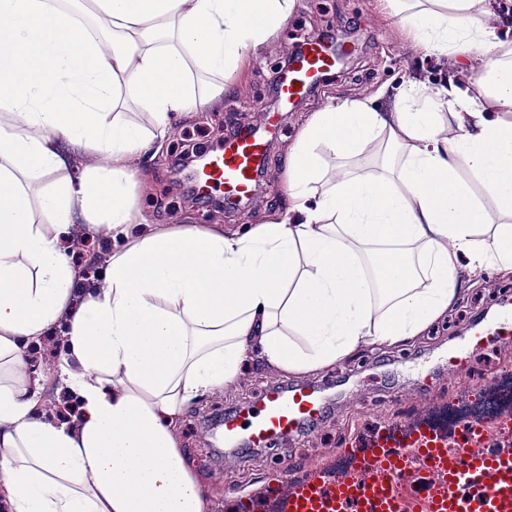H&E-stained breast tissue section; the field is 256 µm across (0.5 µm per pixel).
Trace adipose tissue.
Instances as JSON below:
<instances>
[{
	"instance_id": "adipose-tissue-1",
	"label": "adipose tissue",
	"mask_w": 512,
	"mask_h": 512,
	"mask_svg": "<svg viewBox=\"0 0 512 512\" xmlns=\"http://www.w3.org/2000/svg\"><path fill=\"white\" fill-rule=\"evenodd\" d=\"M296 0H0V499L9 512H212L186 410L252 365L286 375L403 347L491 268L512 271V41L485 0H384L418 47L476 50L466 86L385 112L315 113L288 155L290 216L243 233L143 224L135 161ZM135 105L141 126L121 115ZM83 150L79 179L57 140ZM385 140L381 163L352 166ZM339 160L324 183V154ZM56 174L46 187L38 178ZM46 216L36 223L35 213ZM112 241L99 288L74 215ZM59 330L75 423L44 415L29 349Z\"/></svg>"
}]
</instances>
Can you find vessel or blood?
I'll use <instances>...</instances> for the list:
<instances>
[{"mask_svg":"<svg viewBox=\"0 0 512 512\" xmlns=\"http://www.w3.org/2000/svg\"><path fill=\"white\" fill-rule=\"evenodd\" d=\"M335 62L333 49L321 39H311L281 82L280 99L292 103ZM266 155L262 137L244 134L225 140L198 178L200 192L248 196ZM505 338H512V322L491 323L475 335L468 353L476 355ZM323 412L311 388L276 383L265 389L257 405L225 415L224 441L240 452L267 447L302 432ZM458 428L468 448L452 452L438 428L422 424L402 430L390 425L376 432L368 448L348 449L351 470L292 482L283 468L271 491L280 497V512H399L402 489L421 468L431 478L427 512H512V452L471 450V443L486 438L484 418H461Z\"/></svg>","mask_w":512,"mask_h":512,"instance_id":"1","label":"vessel or blood"}]
</instances>
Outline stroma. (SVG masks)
Returning <instances> with one entry per match:
<instances>
[{
  "label": "stroma",
  "instance_id": "1",
  "mask_svg": "<svg viewBox=\"0 0 512 512\" xmlns=\"http://www.w3.org/2000/svg\"><path fill=\"white\" fill-rule=\"evenodd\" d=\"M357 20L354 40L358 46L347 65L336 66L321 85L298 107L270 105L256 99L253 90L274 85L270 63L295 50L292 37L300 31L319 34L324 24L343 31L349 20ZM468 57L440 60L415 50L397 17L384 10L380 0H298L294 14L269 40L258 46L238 70L223 78L224 92L216 105L199 115H181L174 122V135L156 151L148 166V186L136 187L134 196L146 214L163 224H194L200 208H188L173 186L171 157L177 142L188 134L213 129L224 137L233 125H271L268 175L255 191L250 207L211 212L209 223L224 227L264 224L290 206L282 189L286 156L311 116L325 107L351 99H370L388 110L400 89L417 82L434 88L447 83L457 68L467 66ZM498 272L486 275L481 288L465 290L442 317L411 346L383 351H362L349 360L313 374L288 376V383L309 384L322 396L326 413L311 430L288 438L278 449H255L248 453L227 451L217 458L210 418L228 409L252 404L279 374L251 370L233 387L206 397L183 419L180 439L195 462L201 478L213 489V512H232L226 491L264 500L279 465H288L299 478H318L338 467H348L344 449L365 440L376 428L389 424L433 425L452 436L448 405L472 401L489 391L512 392V341L487 348L469 359L465 379L450 373L449 356L458 354L474 334L503 310L512 309V299L496 290Z\"/></svg>",
  "mask_w": 512,
  "mask_h": 512
}]
</instances>
